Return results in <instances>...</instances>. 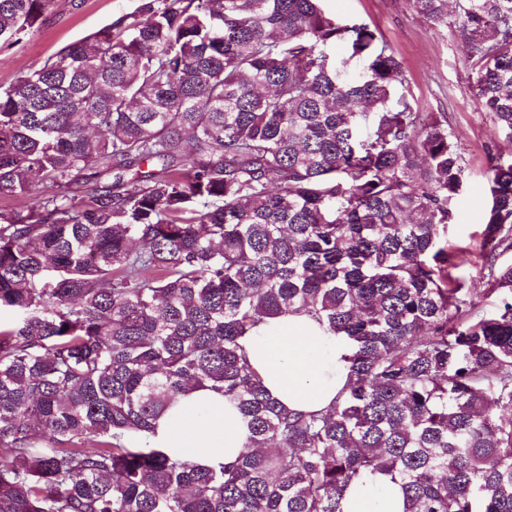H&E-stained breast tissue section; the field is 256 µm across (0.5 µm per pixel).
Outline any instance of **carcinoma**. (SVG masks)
Masks as SVG:
<instances>
[{"instance_id": "obj_1", "label": "carcinoma", "mask_w": 512, "mask_h": 512, "mask_svg": "<svg viewBox=\"0 0 512 512\" xmlns=\"http://www.w3.org/2000/svg\"><path fill=\"white\" fill-rule=\"evenodd\" d=\"M448 25V0H409ZM51 0H0V43ZM476 102L512 139V0H455ZM344 54L336 56V47ZM403 63L322 0H140L0 87V512H512V155L492 159L475 311L448 247L466 160ZM305 312L351 340L290 412L240 339ZM195 387L247 421L234 463L155 448ZM403 496L388 475L354 483L343 501V512H403Z\"/></svg>"}]
</instances>
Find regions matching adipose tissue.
I'll return each mask as SVG.
<instances>
[{
	"label": "adipose tissue",
	"instance_id": "1",
	"mask_svg": "<svg viewBox=\"0 0 512 512\" xmlns=\"http://www.w3.org/2000/svg\"><path fill=\"white\" fill-rule=\"evenodd\" d=\"M252 370L270 395L291 411L327 409L348 375V337L329 334L307 314L265 319L241 339ZM248 427L235 403L223 393L196 389L178 396L158 420L151 440L202 465L235 461ZM343 512H404L398 484L387 475L354 483Z\"/></svg>",
	"mask_w": 512,
	"mask_h": 512
}]
</instances>
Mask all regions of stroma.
I'll return each instance as SVG.
<instances>
[{"mask_svg":"<svg viewBox=\"0 0 512 512\" xmlns=\"http://www.w3.org/2000/svg\"><path fill=\"white\" fill-rule=\"evenodd\" d=\"M138 0H53L45 24L21 42L0 47V86L12 84L63 46L88 36L116 16L132 12ZM342 20L376 29L404 64L403 89L420 111L446 122L465 148L467 177L452 211L448 244L469 252L461 269L477 308L493 312L501 294L491 289L476 256L481 220L488 205L486 171L490 155L512 152V140L477 105L472 62L454 27L431 25L408 0H325Z\"/></svg>","mask_w":512,"mask_h":512,"instance_id":"obj_1","label":"stroma"}]
</instances>
